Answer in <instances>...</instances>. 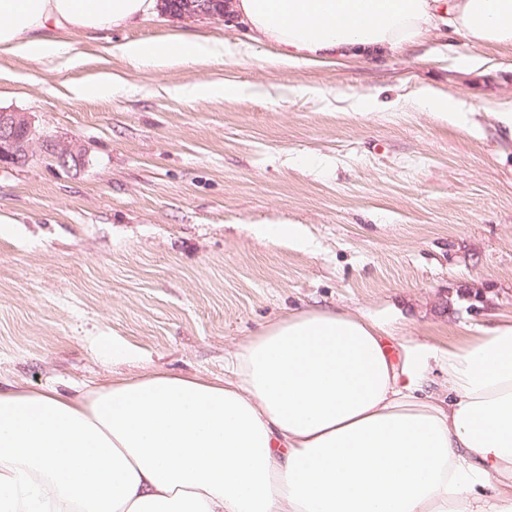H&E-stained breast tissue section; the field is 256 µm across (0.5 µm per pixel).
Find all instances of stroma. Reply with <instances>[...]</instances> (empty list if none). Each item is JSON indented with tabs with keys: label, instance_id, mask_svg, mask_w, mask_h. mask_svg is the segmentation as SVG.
Here are the masks:
<instances>
[{
	"label": "stroma",
	"instance_id": "obj_1",
	"mask_svg": "<svg viewBox=\"0 0 512 512\" xmlns=\"http://www.w3.org/2000/svg\"><path fill=\"white\" fill-rule=\"evenodd\" d=\"M178 29L245 42L205 15H158L71 40V63L0 55V107L76 141L79 163L0 169V385L70 393L154 368L224 376V358L291 310L343 308L445 346L512 317V139L487 107L512 96V48L449 32L379 60L274 69L138 68L127 41ZM485 58L482 73L463 67ZM103 74L123 90L78 95ZM272 97L184 100L212 79ZM307 95H296V87ZM430 86L474 128L418 106ZM374 96L376 108L356 109ZM299 225L309 247L260 225ZM117 340L134 356L97 346Z\"/></svg>",
	"mask_w": 512,
	"mask_h": 512
}]
</instances>
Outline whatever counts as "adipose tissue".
<instances>
[{
    "label": "adipose tissue",
    "mask_w": 512,
    "mask_h": 512,
    "mask_svg": "<svg viewBox=\"0 0 512 512\" xmlns=\"http://www.w3.org/2000/svg\"><path fill=\"white\" fill-rule=\"evenodd\" d=\"M278 68L376 60L442 28L512 46V0H226ZM157 0H0V54L52 62ZM132 65L206 66L239 45L130 41ZM447 374L439 394L433 368ZM212 381L158 368L0 388V512H512V319L445 348L341 309L263 326Z\"/></svg>",
    "instance_id": "1"
}]
</instances>
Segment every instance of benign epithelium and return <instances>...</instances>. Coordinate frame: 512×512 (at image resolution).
Wrapping results in <instances>:
<instances>
[{"label":"benign epithelium","mask_w":512,"mask_h":512,"mask_svg":"<svg viewBox=\"0 0 512 512\" xmlns=\"http://www.w3.org/2000/svg\"><path fill=\"white\" fill-rule=\"evenodd\" d=\"M182 14H210L222 18L224 10H215L214 3L210 0H196V4L182 11ZM37 152L62 165L70 161L77 163L82 157V149L77 142L61 141L43 135L34 127L27 113L0 108V166H24Z\"/></svg>","instance_id":"benign-epithelium-1"}]
</instances>
